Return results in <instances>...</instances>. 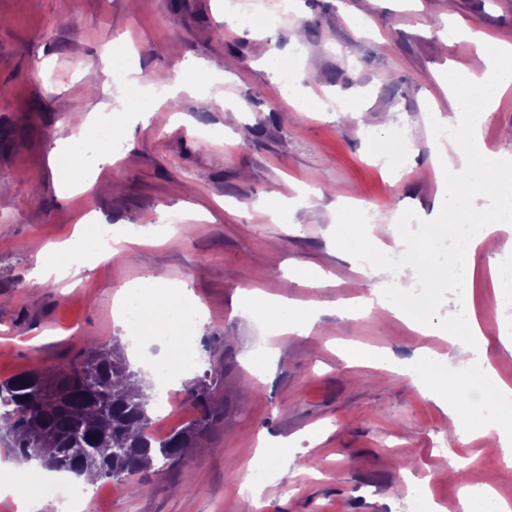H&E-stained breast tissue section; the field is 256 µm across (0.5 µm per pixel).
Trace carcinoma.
Wrapping results in <instances>:
<instances>
[{
  "mask_svg": "<svg viewBox=\"0 0 512 512\" xmlns=\"http://www.w3.org/2000/svg\"><path fill=\"white\" fill-rule=\"evenodd\" d=\"M218 379L206 375L185 389L198 416L165 437L152 432L157 395L129 369L118 338H91L84 358L0 380V446L47 471L108 479L136 496L139 473L180 464L213 419Z\"/></svg>",
  "mask_w": 512,
  "mask_h": 512,
  "instance_id": "carcinoma-1",
  "label": "carcinoma"
}]
</instances>
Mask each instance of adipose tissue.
Masks as SVG:
<instances>
[{"mask_svg": "<svg viewBox=\"0 0 512 512\" xmlns=\"http://www.w3.org/2000/svg\"><path fill=\"white\" fill-rule=\"evenodd\" d=\"M432 134V163L439 178V214L433 224L435 231H446L454 240L457 258L448 259L436 249L435 242H415L402 248L379 240L370 225L360 222L359 205H351L338 235L344 238L350 253L363 257L359 269L375 284L369 296L347 304L345 314L353 315L371 310H387L405 320L422 335L447 337L451 349L462 356L460 373L448 375V357L429 348H420L410 370L413 384L434 402L442 405L450 420L469 415L472 434L497 441L502 449L503 469L512 468V385L500 379L494 367L484 360L491 339L484 334L471 307H464L455 318L454 329L421 321L420 316L431 304L434 292L443 286L466 287L472 278V267L467 258L475 249L494 251L498 247V233L512 223V195L502 196L496 212L481 219L468 215L471 200L489 191L494 184L487 162L472 158L465 171H458L448 160L449 151H461L463 142H477L482 138L478 125L461 127L448 123L430 113ZM80 250L88 257L89 265L105 261L106 256L95 249L91 238L82 237L56 247L54 256L45 257L35 281L44 284L51 277L67 272L60 256ZM414 269L422 293L417 303H409L401 288L395 284L398 270ZM168 286L163 276L148 273L132 289H119L115 303L119 321L127 330L145 339L162 333L177 336L174 349L168 352L169 371L188 381L191 364L189 349L201 317L196 300L187 286H179L176 297H168ZM138 294L144 299L141 314L136 320L128 318V298ZM243 312L259 321L271 322L278 335L295 333L308 335L315 322L316 309L301 306L287 297L260 289H245L240 295ZM497 476L491 472L474 474L472 483L482 491L473 496L463 491V512H512V505L498 494L494 484Z\"/></svg>", "mask_w": 512, "mask_h": 512, "instance_id": "1", "label": "adipose tissue"}]
</instances>
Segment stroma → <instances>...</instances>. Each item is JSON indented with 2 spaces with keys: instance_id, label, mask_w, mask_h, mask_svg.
<instances>
[{
  "instance_id": "35a3bbf8",
  "label": "stroma",
  "mask_w": 512,
  "mask_h": 512,
  "mask_svg": "<svg viewBox=\"0 0 512 512\" xmlns=\"http://www.w3.org/2000/svg\"><path fill=\"white\" fill-rule=\"evenodd\" d=\"M472 28L512 42V0H292L287 17L263 36L240 29L224 0H0V380L82 359L89 338L124 337L113 299L150 271L190 282L207 316L193 344L196 376L218 375L216 417L197 448L174 468L141 472L139 495L102 481L97 512H243V477L261 440H293L300 468L279 462L252 512H424L422 502L459 499L448 461L497 468L502 450L449 433L448 416L395 370L348 366L346 347L408 360L417 348L447 352L393 314L342 315L372 279L352 271L336 248L339 206L360 199L386 225L384 241L419 233L435 207L438 176L422 110L452 114L449 79L464 78L475 47L442 41ZM122 37L140 76L177 82L184 60L199 62L219 87L157 102L147 122L128 119L134 90L108 84L103 51ZM296 60L307 96L352 100V111L299 112L266 54ZM112 91V125L81 132L86 116ZM71 112L61 118L57 104ZM210 137H201V130ZM405 133L402 175L382 169L375 152L388 131ZM484 147L512 188V89L483 122ZM69 143L74 167L93 188L66 197L49 155ZM296 203L289 223L275 220L271 198ZM203 205L214 221L198 219ZM101 224L80 225L87 214ZM125 235L124 252L79 278L33 285L38 250L97 238L100 225ZM495 258L476 254L471 297L498 361L503 325L489 263L512 265V235L501 232ZM307 263L335 282L314 288L293 277ZM261 288L308 303L329 302L309 335H273L243 313L239 294ZM279 350L256 375L255 352Z\"/></svg>"
}]
</instances>
